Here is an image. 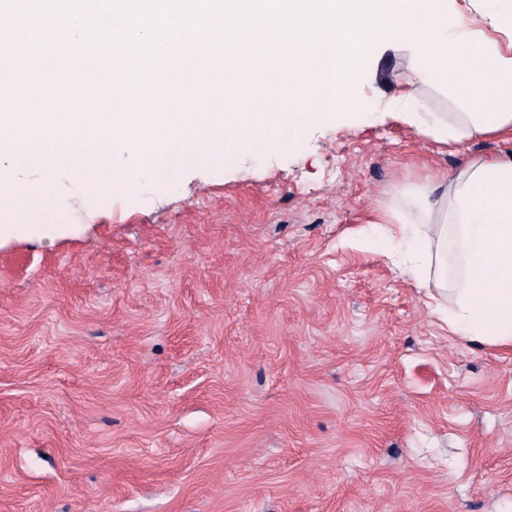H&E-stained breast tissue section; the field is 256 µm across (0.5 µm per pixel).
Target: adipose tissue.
Listing matches in <instances>:
<instances>
[{
    "label": "adipose tissue",
    "instance_id": "ef3b65f1",
    "mask_svg": "<svg viewBox=\"0 0 512 512\" xmlns=\"http://www.w3.org/2000/svg\"><path fill=\"white\" fill-rule=\"evenodd\" d=\"M376 223L398 227L408 262L433 313L476 346L512 349V157L479 156L434 176L401 212Z\"/></svg>",
    "mask_w": 512,
    "mask_h": 512
}]
</instances>
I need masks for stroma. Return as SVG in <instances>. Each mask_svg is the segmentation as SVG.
Wrapping results in <instances>:
<instances>
[{
	"label": "stroma",
	"instance_id": "1",
	"mask_svg": "<svg viewBox=\"0 0 512 512\" xmlns=\"http://www.w3.org/2000/svg\"><path fill=\"white\" fill-rule=\"evenodd\" d=\"M130 189L65 170L0 237V512H512V355L449 333L359 229L470 156L392 106ZM63 224L65 236H47Z\"/></svg>",
	"mask_w": 512,
	"mask_h": 512
}]
</instances>
